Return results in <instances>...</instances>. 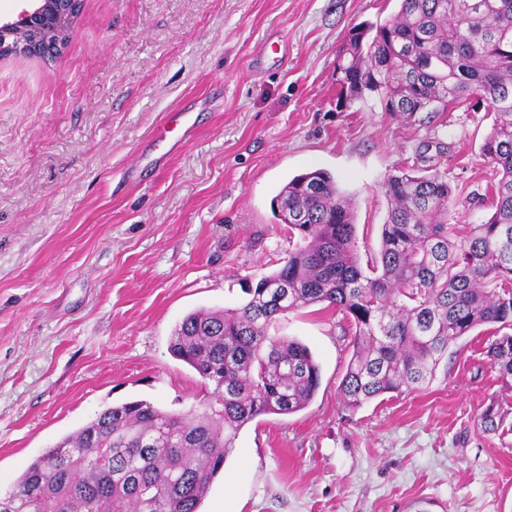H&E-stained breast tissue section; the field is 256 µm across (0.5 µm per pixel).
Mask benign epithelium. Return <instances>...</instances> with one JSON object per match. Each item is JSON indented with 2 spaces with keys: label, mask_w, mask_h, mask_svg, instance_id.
<instances>
[{
  "label": "benign epithelium",
  "mask_w": 512,
  "mask_h": 512,
  "mask_svg": "<svg viewBox=\"0 0 512 512\" xmlns=\"http://www.w3.org/2000/svg\"><path fill=\"white\" fill-rule=\"evenodd\" d=\"M82 9L83 0H30L15 19L0 22V59L54 58L67 44Z\"/></svg>",
  "instance_id": "benign-epithelium-1"
}]
</instances>
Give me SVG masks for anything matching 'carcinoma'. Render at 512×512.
<instances>
[{"mask_svg": "<svg viewBox=\"0 0 512 512\" xmlns=\"http://www.w3.org/2000/svg\"><path fill=\"white\" fill-rule=\"evenodd\" d=\"M369 98L408 117L472 98L494 114L481 145L494 175L488 220L455 227L446 177L403 166L382 184L388 217L378 256L364 262L355 206L334 177H292L273 198L296 239L283 265L247 283L240 306L188 314L170 339L173 356L222 396L217 411L205 401L179 413L145 400L109 407L35 459L0 494V512H199L240 431L307 408L319 389L309 347L269 334L288 311L342 314L352 356L338 390L351 411L429 384L477 327L512 326V0H400L385 22L351 28L336 103ZM486 357L512 389V335ZM506 415L490 404L481 430L497 432Z\"/></svg>", "mask_w": 512, "mask_h": 512, "instance_id": "obj_1", "label": "carcinoma"}]
</instances>
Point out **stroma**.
<instances>
[{
  "label": "stroma",
  "mask_w": 512,
  "mask_h": 512,
  "mask_svg": "<svg viewBox=\"0 0 512 512\" xmlns=\"http://www.w3.org/2000/svg\"><path fill=\"white\" fill-rule=\"evenodd\" d=\"M397 0H84L50 61L0 60V494L104 409L142 399L181 412L202 381L169 349L190 312L238 306L293 241L272 200L323 169L356 204L377 254L381 185L423 148L444 171L455 224L490 211L480 154L493 113L472 105L398 117L336 109L350 28ZM187 109L183 137L170 112ZM335 311L279 317L321 368L310 405L244 427L200 512H512V405L486 325L453 345L427 387L345 410L352 355ZM508 414L512 412H505L498 403L493 402L479 416L481 430L488 434L496 433Z\"/></svg>",
  "instance_id": "35a3bbf8"
}]
</instances>
